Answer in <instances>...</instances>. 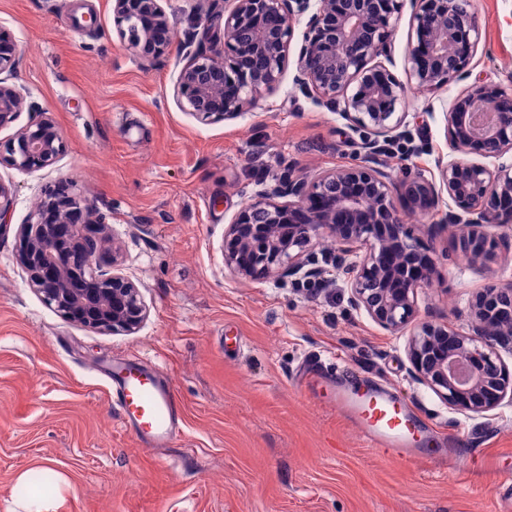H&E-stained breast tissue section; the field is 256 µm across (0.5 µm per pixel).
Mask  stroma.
Returning a JSON list of instances; mask_svg holds the SVG:
<instances>
[{
  "mask_svg": "<svg viewBox=\"0 0 512 512\" xmlns=\"http://www.w3.org/2000/svg\"><path fill=\"white\" fill-rule=\"evenodd\" d=\"M480 42L467 77L405 94L414 140L387 170L431 168L447 151L444 100L475 80L512 86V0H474ZM0 29L20 49L11 81L33 111L0 128V146L49 112L67 151L53 165L0 167L12 184L0 230V512H23L31 481L49 512H512V403L487 416L449 409L409 373L408 333L349 302L342 276L310 289L256 281L224 266V229L262 185L353 163L358 134L296 91L292 74L245 115L197 120L174 94L176 56L148 63L124 48L111 0H0ZM412 7L379 56L406 77ZM95 202L121 242L123 272L143 285L148 316L131 335L80 326L48 308L17 263L16 230L62 181ZM395 205L435 258L417 295L421 318L468 328L469 303L512 283V255L472 264L441 220ZM321 360L356 391L375 383L450 443V460L376 454L338 408L305 399L300 371ZM135 362L170 380L183 410L165 448L125 427L106 367Z\"/></svg>",
  "mask_w": 512,
  "mask_h": 512,
  "instance_id": "stroma-1",
  "label": "stroma"
}]
</instances>
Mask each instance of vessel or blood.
<instances>
[{"label": "vessel or blood", "mask_w": 512, "mask_h": 512, "mask_svg": "<svg viewBox=\"0 0 512 512\" xmlns=\"http://www.w3.org/2000/svg\"><path fill=\"white\" fill-rule=\"evenodd\" d=\"M304 379L324 389L326 403L340 407L361 426L371 447L405 458L419 456L414 446L418 419L387 392L371 388L354 396L321 366L306 367ZM112 391L121 420L134 428L144 447L162 448L173 439L181 407L169 380L140 364L124 363L112 372Z\"/></svg>", "instance_id": "obj_1"}]
</instances>
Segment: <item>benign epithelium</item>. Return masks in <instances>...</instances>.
<instances>
[{
	"label": "benign epithelium",
	"mask_w": 512,
	"mask_h": 512,
	"mask_svg": "<svg viewBox=\"0 0 512 512\" xmlns=\"http://www.w3.org/2000/svg\"><path fill=\"white\" fill-rule=\"evenodd\" d=\"M164 0H112L116 31L134 57H184L175 93L203 122L235 119L264 94L274 93L290 65L295 26L308 17L295 59V88L340 113L362 132L358 159L311 177L291 174L258 190L224 231V266L252 280L326 279L330 264L344 276L349 300L381 328L413 327L412 378L448 407L485 416L512 401V371L497 348H512V284H490L472 302L466 333L418 319L416 296L437 269L394 206L403 198L423 212L448 195L460 248L485 265L512 249V91L480 81L446 108L448 156L437 173L405 170L399 179L377 157L391 144L412 142L406 113L397 111L403 83L375 59L390 48L394 15L403 0H225L206 11L182 40L170 27ZM413 35L407 80L440 89L468 75L479 26L468 0H410ZM20 50L0 32V127L34 106L7 82ZM66 150L48 112L21 127L0 149V166L39 170ZM477 155L493 165L468 159ZM13 190L0 180V230L7 226ZM491 227L503 232L493 234ZM321 235L339 251L319 264L311 252ZM27 282L66 320L112 333H133L147 307L140 286L117 271L123 252L93 201L65 182L40 201L16 233ZM103 263L112 272L100 270Z\"/></svg>",
	"instance_id": "obj_1"
}]
</instances>
